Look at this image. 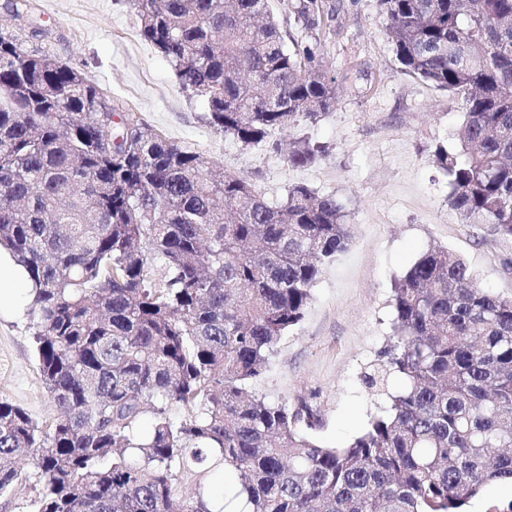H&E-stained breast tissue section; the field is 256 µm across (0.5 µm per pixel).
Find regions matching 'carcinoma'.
Listing matches in <instances>:
<instances>
[{
  "mask_svg": "<svg viewBox=\"0 0 512 512\" xmlns=\"http://www.w3.org/2000/svg\"><path fill=\"white\" fill-rule=\"evenodd\" d=\"M129 2L140 38L244 147L336 98L318 45L288 44L268 0ZM381 4L403 70L461 101L455 147L433 152L448 205L512 238V0ZM10 8L35 21L31 0ZM285 10L318 26V0ZM316 152L296 138L288 163ZM349 241L336 197L298 184L270 202L0 32V248L31 284L57 407L47 423L0 401V497L27 458L32 512H212L226 469L248 512H460L512 482V299L446 248L395 284L387 360L364 380L387 406L348 445L319 443L308 405L251 391Z\"/></svg>",
  "mask_w": 512,
  "mask_h": 512,
  "instance_id": "1",
  "label": "carcinoma"
}]
</instances>
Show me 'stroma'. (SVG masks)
<instances>
[{
  "instance_id": "stroma-1",
  "label": "stroma",
  "mask_w": 512,
  "mask_h": 512,
  "mask_svg": "<svg viewBox=\"0 0 512 512\" xmlns=\"http://www.w3.org/2000/svg\"><path fill=\"white\" fill-rule=\"evenodd\" d=\"M0 0V31L22 36L26 49L53 56L96 84L117 110L136 113L166 140L208 163L247 177L272 201L303 184L342 204L351 240L312 288L304 320L289 330L252 390L319 416L315 437L348 443L376 413L379 400L362 377L384 362L392 334L393 288L423 252L460 255L480 286L512 298V238L486 224H465L448 204V176L433 159L454 144L462 109L447 92L406 74L397 61L380 0H322L330 21L314 32L294 21L283 0L270 9L290 41H319L336 102L288 143L308 137L316 160L291 166L284 152L245 147L216 131L201 102L183 92L173 65L138 35L128 0H36L41 31L12 17ZM26 303L0 314V400L32 418L56 415L34 351Z\"/></svg>"
}]
</instances>
